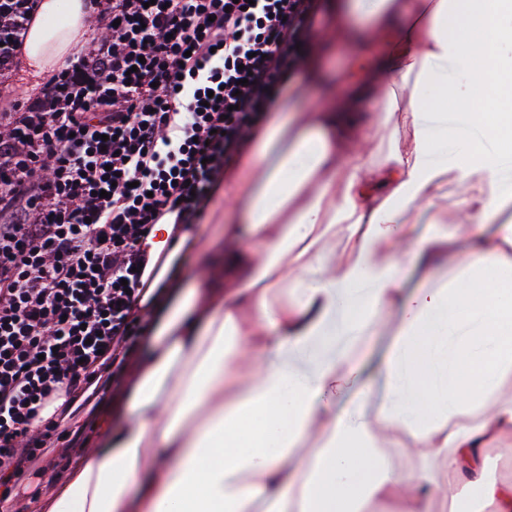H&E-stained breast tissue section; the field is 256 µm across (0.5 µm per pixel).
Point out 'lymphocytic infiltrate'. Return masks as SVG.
<instances>
[{"mask_svg": "<svg viewBox=\"0 0 512 512\" xmlns=\"http://www.w3.org/2000/svg\"><path fill=\"white\" fill-rule=\"evenodd\" d=\"M106 35L0 131V499L75 436L59 398L120 382L165 216L193 224L299 71L317 0H90Z\"/></svg>", "mask_w": 512, "mask_h": 512, "instance_id": "lymphocytic-infiltrate-1", "label": "lymphocytic infiltrate"}]
</instances>
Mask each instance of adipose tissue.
Here are the masks:
<instances>
[{"label": "adipose tissue", "instance_id": "obj_1", "mask_svg": "<svg viewBox=\"0 0 512 512\" xmlns=\"http://www.w3.org/2000/svg\"><path fill=\"white\" fill-rule=\"evenodd\" d=\"M327 8L313 39L354 66L337 87L305 59L318 102L274 101L213 235L156 225L126 397L36 512H512L488 453L512 436V0ZM86 28L85 0H41L26 74ZM187 250L205 265L171 276ZM368 331L393 335L373 364Z\"/></svg>", "mask_w": 512, "mask_h": 512}]
</instances>
